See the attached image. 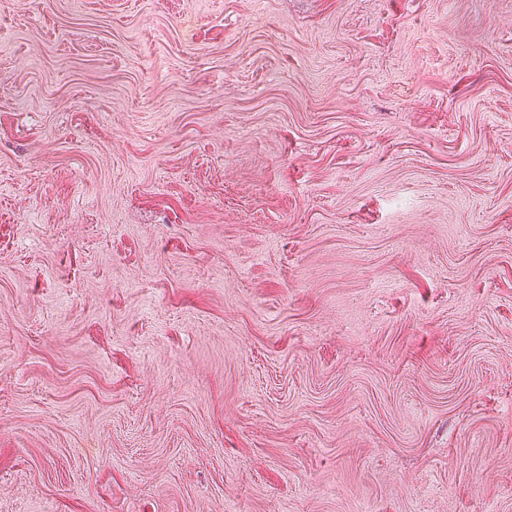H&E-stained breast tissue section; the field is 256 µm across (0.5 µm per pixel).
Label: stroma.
I'll list each match as a JSON object with an SVG mask.
<instances>
[{
  "label": "stroma",
  "instance_id": "35a3bbf8",
  "mask_svg": "<svg viewBox=\"0 0 512 512\" xmlns=\"http://www.w3.org/2000/svg\"><path fill=\"white\" fill-rule=\"evenodd\" d=\"M0 512H512V0H0Z\"/></svg>",
  "mask_w": 512,
  "mask_h": 512
}]
</instances>
